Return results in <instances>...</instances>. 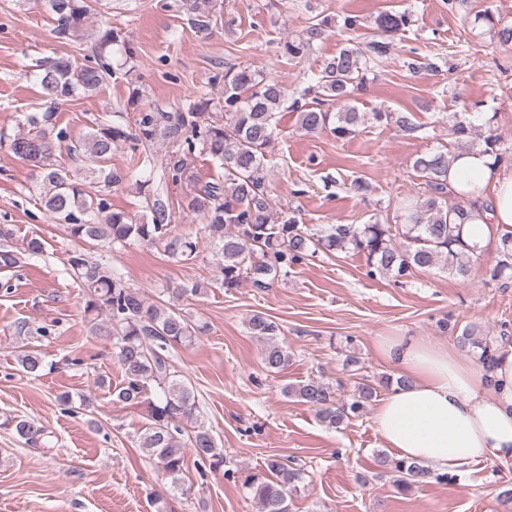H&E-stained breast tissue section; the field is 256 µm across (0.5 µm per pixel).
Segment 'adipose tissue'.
Segmentation results:
<instances>
[{
	"label": "adipose tissue",
	"instance_id": "1",
	"mask_svg": "<svg viewBox=\"0 0 512 512\" xmlns=\"http://www.w3.org/2000/svg\"><path fill=\"white\" fill-rule=\"evenodd\" d=\"M472 203L463 237L485 247L492 229L512 231V170L493 166L481 149L464 152L448 172ZM381 358L408 378L376 405L372 422L396 458L456 474L486 457L512 461V344L498 345L492 368L444 342L381 336Z\"/></svg>",
	"mask_w": 512,
	"mask_h": 512
}]
</instances>
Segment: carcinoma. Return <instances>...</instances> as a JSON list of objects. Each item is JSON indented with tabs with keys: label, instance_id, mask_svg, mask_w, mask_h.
Masks as SVG:
<instances>
[{
	"label": "carcinoma",
	"instance_id": "1",
	"mask_svg": "<svg viewBox=\"0 0 512 512\" xmlns=\"http://www.w3.org/2000/svg\"><path fill=\"white\" fill-rule=\"evenodd\" d=\"M55 16L54 34L60 40L87 37L88 20L93 10L91 0H48ZM192 23L209 26L216 12L217 0H184ZM415 22L410 11L380 13L374 31L363 44H349L310 77L311 85L294 100L291 111L297 113L299 128L307 133L328 130L338 139L358 132L367 120L353 100L366 91L367 74L385 57L394 38ZM502 44L512 42V26L504 25L493 12L475 16ZM332 20L318 15L311 18L302 33L282 45L283 54L301 58L313 52L325 38ZM123 41L121 31L110 28L97 35V51L78 65L60 56L41 64V97L49 107L25 117L30 127L9 140L8 149L37 171L40 204L70 237L102 248L140 243L161 247L170 259L179 263L195 260L200 238L172 233L169 200L156 194L146 199L138 214L114 209L108 199L80 187L77 175L56 163L55 152L67 144L71 159L80 170L107 187H120L136 175L108 165L112 149L126 142L142 146L146 155L142 165L151 164L154 146L165 147L159 167V182L168 188L192 184L178 201L202 220L203 239L217 256L215 283L227 290L249 279L266 285L288 268L302 264L321 252L354 251L365 255L371 278L392 277L400 281L416 271L439 269L452 277L468 276L476 247L463 238L462 227L469 218L467 204L448 205V199L465 197L448 182V171L455 153L448 148L429 151L413 162L414 170L424 180L422 196L406 198L396 206L397 224L373 220L367 224H332L314 231L299 223L295 211H277L270 195L267 148L275 137L276 114L284 109L286 92L276 80L249 66H230L215 74L212 84L222 85L214 98L206 94L189 101L175 112L139 110V92L132 91L127 107L139 111L134 124L104 118L93 122L78 141L69 142L65 128L59 126L60 105L78 93L94 94L114 74L109 47ZM377 122L386 121L410 135L418 130L408 113L374 112ZM493 117H483L482 125L467 128L450 124L451 134L460 140L458 151L477 146L493 158V164L506 160L502 137L491 132ZM198 153L215 162L223 174L202 185L188 172L187 157ZM500 259L489 270L492 280L512 271V233L500 236ZM69 270L86 291V313L92 315L90 332L112 340L113 354L122 372V382L112 391V401L123 406H146V422L136 437V447L145 458L160 467L174 486L180 485L187 452H192L199 470L219 472L224 469V451L198 420V401L194 391L180 380L171 349L192 341L200 327L181 310L162 303H151L136 288L101 259L85 249L69 251ZM251 336L264 342L262 362L274 374L287 370L290 355L280 343L279 325L258 312L249 317ZM458 345L478 356L491 368L494 349L509 339L501 329L496 337L479 336L474 328H452ZM22 369L36 375L43 368L39 350L30 347L18 355ZM406 379L381 377L377 385L364 384L347 400L336 397V388L320 379L309 378L285 387V393L315 411L330 429L359 416L377 388L387 389ZM16 433L28 443L41 440L45 430L32 419L12 420ZM377 463L395 473L393 485L406 491L435 479L448 480L446 474H434L415 461L377 455ZM303 472L272 456L261 471L251 473L243 485L261 505V512H290L292 496L299 491Z\"/></svg>",
	"mask_w": 512,
	"mask_h": 512
}]
</instances>
